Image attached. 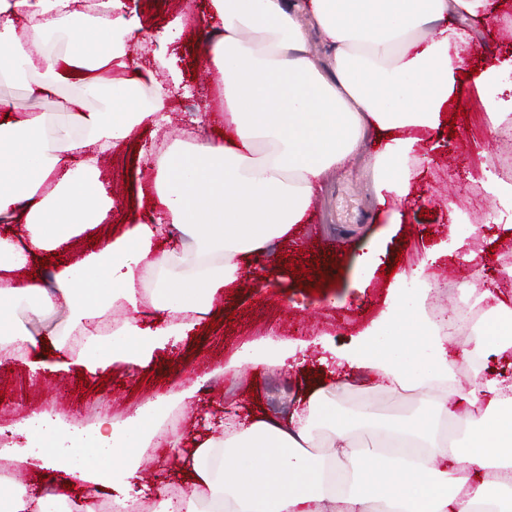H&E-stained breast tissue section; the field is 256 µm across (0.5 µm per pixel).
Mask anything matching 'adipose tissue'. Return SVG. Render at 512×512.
I'll list each match as a JSON object with an SVG mask.
<instances>
[{"mask_svg": "<svg viewBox=\"0 0 512 512\" xmlns=\"http://www.w3.org/2000/svg\"><path fill=\"white\" fill-rule=\"evenodd\" d=\"M78 2L0 0V78L19 77L36 59L31 96L75 79L100 102L74 99L65 115L21 114L0 98V219L15 226L0 235V355L23 351L36 369L46 349L73 352L92 373L147 364L169 337L187 335L242 262L260 259L302 222L327 173L357 156L368 133L381 145L365 163L378 203L405 198L420 173L413 131L438 127L456 75L471 63L472 36L452 22L487 9V0H303L297 10L286 0H210L221 26L204 57L224 76L232 135L174 141L155 163L156 198L182 240L160 250L165 227L132 214L122 234L61 263L60 247L112 209L97 154L143 123L170 122L163 95L131 101L139 15L125 14L124 0H100L95 15ZM313 34L322 54L309 50ZM116 68L126 77L113 78ZM44 259L57 268L51 289L35 273ZM147 303L158 328L141 325ZM61 310L60 330L50 319ZM115 310L124 313L119 327L97 333ZM489 312L498 337L474 326L475 348L460 360L512 350V308ZM28 318L41 327H26ZM419 327L422 337H375L349 359L390 392L421 394L418 415L382 418L365 406L350 417L336 406L347 382L311 384L286 417L255 415L197 440L187 458L191 491L164 500L162 512H512V376L459 385L445 337L431 321ZM158 408L89 431L36 413L17 431L92 445L130 477L136 449L157 434Z\"/></svg>", "mask_w": 512, "mask_h": 512, "instance_id": "1", "label": "adipose tissue"}]
</instances>
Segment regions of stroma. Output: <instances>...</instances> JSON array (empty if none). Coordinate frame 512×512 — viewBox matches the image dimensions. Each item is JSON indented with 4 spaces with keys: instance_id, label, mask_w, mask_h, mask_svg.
Returning a JSON list of instances; mask_svg holds the SVG:
<instances>
[{
    "instance_id": "obj_1",
    "label": "stroma",
    "mask_w": 512,
    "mask_h": 512,
    "mask_svg": "<svg viewBox=\"0 0 512 512\" xmlns=\"http://www.w3.org/2000/svg\"><path fill=\"white\" fill-rule=\"evenodd\" d=\"M146 34L153 35L174 18L182 26L170 36L169 53L192 88L191 94L168 104L172 123L162 134L143 125L136 143H122L99 158L100 180L113 201L110 218L97 227L98 235L119 232L128 207L156 213L151 190L152 166L140 154L143 145L159 137L185 139L194 118H204L213 135L224 132V81L208 71L201 55L208 25V0H137ZM479 41L472 65H494L512 82V0H488L487 16L478 26ZM473 77H457L446 120L434 130H422L420 153L427 159L413 183L412 198L404 204L402 223L390 221L391 205H378L371 175L363 158L376 148L374 138L364 142L360 157L328 173L303 223L287 237L274 240L269 257L242 265L237 279L216 295L213 316L203 319L188 336L154 353L145 367L113 368L104 387L78 378L82 367L71 364L60 371L31 372L23 357L8 370L0 369V428L15 427L31 412L48 411L71 425L86 427L104 418L125 421L130 413L159 397L192 388L194 401L179 406L185 418V437L201 432L200 401L230 403L237 409L252 402L272 415H283L296 399L295 386L304 373L341 375L351 387L336 399L347 414L370 404L379 416L409 418L419 412L415 394H395L377 387L374 373L338 363L373 328L386 309L396 286L388 268L411 272L426 254L435 262L427 272L434 284L424 301L425 311L456 310L479 299L483 282L506 273L499 260L512 255V211L489 197L483 183L498 157L512 151V143L497 140L474 106ZM484 256L474 265L471 253ZM308 264V275L285 267L286 258ZM272 275L277 285L255 290L251 279ZM321 292L309 293L312 282ZM469 283L471 293L460 290ZM219 326H212V319ZM308 340L309 346L288 359L285 369L250 364L237 373L227 372L230 359L247 343L262 337ZM133 480L141 497L161 499L166 467L177 460L169 447L153 441L139 451Z\"/></svg>"
}]
</instances>
